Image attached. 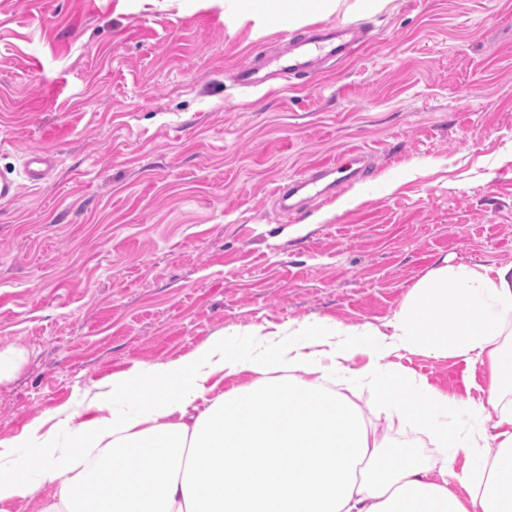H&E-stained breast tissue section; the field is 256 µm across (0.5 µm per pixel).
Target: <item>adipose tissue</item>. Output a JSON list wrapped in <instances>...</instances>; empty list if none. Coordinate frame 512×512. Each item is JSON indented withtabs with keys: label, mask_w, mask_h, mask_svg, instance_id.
Instances as JSON below:
<instances>
[{
	"label": "adipose tissue",
	"mask_w": 512,
	"mask_h": 512,
	"mask_svg": "<svg viewBox=\"0 0 512 512\" xmlns=\"http://www.w3.org/2000/svg\"><path fill=\"white\" fill-rule=\"evenodd\" d=\"M389 2L288 0V20ZM408 354L485 365V396L441 392ZM415 427L430 455L390 462ZM40 495L41 512H512V262L433 267L382 327L224 329L132 362L0 440V512Z\"/></svg>",
	"instance_id": "1"
}]
</instances>
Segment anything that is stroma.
<instances>
[{
	"label": "stroma",
	"mask_w": 512,
	"mask_h": 512,
	"mask_svg": "<svg viewBox=\"0 0 512 512\" xmlns=\"http://www.w3.org/2000/svg\"><path fill=\"white\" fill-rule=\"evenodd\" d=\"M232 0H0V439L131 362L223 329L383 324L441 261H512V0L332 13L370 39L303 87L243 88L280 42ZM59 158L24 183L25 155ZM359 150L372 176L280 211L276 184ZM386 192H379L383 182ZM353 197L352 206L337 202ZM442 391L484 367L411 355ZM24 360V351L15 347L0 349V384L9 381Z\"/></svg>",
	"instance_id": "35a3bbf8"
}]
</instances>
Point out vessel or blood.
<instances>
[{"mask_svg":"<svg viewBox=\"0 0 512 512\" xmlns=\"http://www.w3.org/2000/svg\"><path fill=\"white\" fill-rule=\"evenodd\" d=\"M279 32L290 39L293 49L289 57L278 55L267 57L266 65L272 66L273 76L286 80L296 79L310 84L317 72L313 66L319 58L350 57L365 43L367 35L359 27L345 25L333 29H314L301 35L293 32L291 25L281 23ZM56 156L47 150L28 152L25 159L24 176L31 185H39L57 166ZM370 175L366 155L350 153L347 159L336 162L324 161L309 167L288 183L278 185L274 197L279 205H286L294 197L331 199L339 184L367 179Z\"/></svg>","mask_w":512,"mask_h":512,"instance_id":"obj_1","label":"vessel or blood"}]
</instances>
